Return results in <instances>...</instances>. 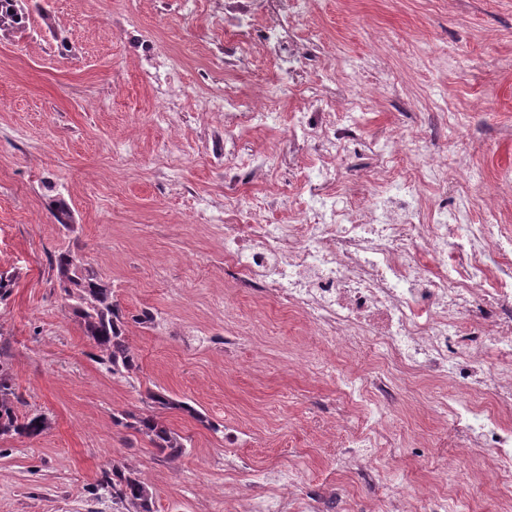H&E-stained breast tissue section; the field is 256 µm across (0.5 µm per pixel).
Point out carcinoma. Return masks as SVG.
I'll return each instance as SVG.
<instances>
[{"mask_svg":"<svg viewBox=\"0 0 512 512\" xmlns=\"http://www.w3.org/2000/svg\"><path fill=\"white\" fill-rule=\"evenodd\" d=\"M26 15L23 0H0V37L7 38L24 27ZM58 223L67 227L72 214L67 202L59 197L51 200ZM53 268L59 288L64 292L68 307L78 319L83 334L99 350L100 363L114 377L129 378L140 370L138 357L127 343L125 315L114 299L112 288L90 266L80 262L70 250L58 253ZM21 402L7 364L0 360V436L36 437L50 425L42 414L19 415L16 404ZM144 408L112 416L116 426L131 429L148 439L159 453L170 459L180 457L187 448L186 437L171 428L156 409L179 410L202 420L190 404L176 401L151 388L142 399ZM97 487L112 497L120 512H155L154 492L140 473L122 462L101 473Z\"/></svg>","mask_w":512,"mask_h":512,"instance_id":"obj_1","label":"carcinoma"}]
</instances>
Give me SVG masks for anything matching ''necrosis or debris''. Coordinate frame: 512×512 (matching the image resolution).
<instances>
[{
    "instance_id": "necrosis-or-debris-1",
    "label": "necrosis or debris",
    "mask_w": 512,
    "mask_h": 512,
    "mask_svg": "<svg viewBox=\"0 0 512 512\" xmlns=\"http://www.w3.org/2000/svg\"><path fill=\"white\" fill-rule=\"evenodd\" d=\"M226 29L277 70L262 104L245 103L233 84L203 100L206 111L224 117V158L241 161L255 180L276 167L271 151L239 153V137L288 129L291 142H314L300 174V191L287 202L268 195L224 198V275L233 287L274 300L299 313L304 331L341 344V363L305 360L310 375L335 379L357 422L338 456L344 472L371 485L380 471L373 450L382 432L361 414L364 396L389 413L403 382L452 381L462 396L435 398L432 411L461 437L468 457L492 472L483 497L492 512H512V487L497 481L512 471V269L500 272L493 255L512 250V226L471 221L474 212L512 209L504 175L478 189L460 181L431 152L433 139L448 136L462 115L433 102L428 129L387 136L368 182H348L339 165L344 148L359 137L361 119L342 93L307 81L304 60L311 36L302 35L310 0H211ZM301 103L279 110L289 88ZM412 164L393 172L396 152ZM455 190L453 209L423 192ZM287 211L273 223L264 215ZM430 252L438 271L424 274L420 255ZM323 492L305 485L300 470L279 468L256 481L246 512H293L303 498L307 512H348L349 504L330 477Z\"/></svg>"
}]
</instances>
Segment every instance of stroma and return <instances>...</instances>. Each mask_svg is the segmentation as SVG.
Segmentation results:
<instances>
[{"label":"stroma","instance_id":"1","mask_svg":"<svg viewBox=\"0 0 512 512\" xmlns=\"http://www.w3.org/2000/svg\"><path fill=\"white\" fill-rule=\"evenodd\" d=\"M24 6L25 27L0 39V272L16 276L0 302V348L19 412L46 414L51 427L34 438H0V512H113L96 481L116 460L152 485L156 512H243L254 479L225 475L226 427L239 431L235 451L247 465H296L305 483L320 484L342 441L334 420L345 408L335 384L304 375L288 348L305 345L332 363L338 352L295 336L299 315L271 300H225V165L214 157L224 118L197 111L194 100L223 90L225 76L210 59L237 51V36L214 19L210 0ZM314 21L321 42L308 78L325 79L349 58L366 77L353 97H364L369 81L402 90L369 105L357 148L342 162L348 178L374 167L376 140L423 125L425 101L439 96L475 107L471 163L490 174L512 169V0H316ZM132 26L186 62L172 121L155 117ZM416 30L432 54L414 73L406 57ZM311 152L299 148L269 184L245 180L237 194L295 196ZM54 195L68 203L73 229L53 217ZM64 250L111 285L139 357L133 378L97 363L51 265ZM254 314L261 330L225 356V335ZM148 388L206 417L164 411L189 439L177 459L112 422L141 408ZM437 479L456 488L455 512H467L482 475L461 455Z\"/></svg>","mask_w":512,"mask_h":512}]
</instances>
